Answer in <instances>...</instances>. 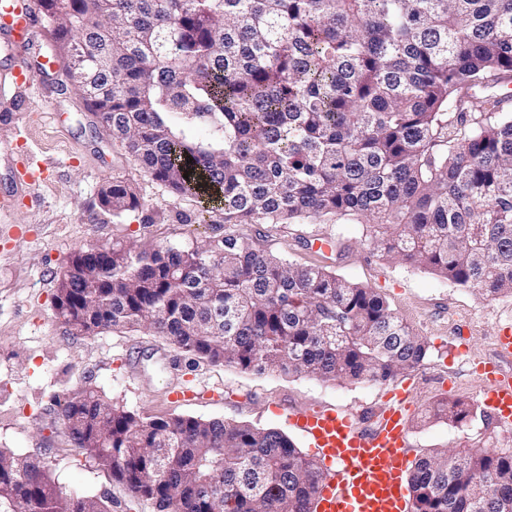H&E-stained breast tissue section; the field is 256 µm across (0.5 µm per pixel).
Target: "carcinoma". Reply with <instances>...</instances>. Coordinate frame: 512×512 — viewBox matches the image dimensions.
Here are the masks:
<instances>
[{
  "instance_id": "cac0c4a2",
  "label": "carcinoma",
  "mask_w": 512,
  "mask_h": 512,
  "mask_svg": "<svg viewBox=\"0 0 512 512\" xmlns=\"http://www.w3.org/2000/svg\"><path fill=\"white\" fill-rule=\"evenodd\" d=\"M72 85L144 173L217 202L224 235L189 249L95 245L55 309L81 335L139 328L196 361L351 384L414 369L428 345L373 288L290 263L234 230L367 224L376 252L489 298L512 296V0H39ZM120 215L140 206L114 177ZM462 424L474 406L428 404ZM75 447L156 512H310L316 459L274 429L144 420L75 390ZM415 512H512V452L421 457ZM0 512H112L47 462L0 448Z\"/></svg>"
}]
</instances>
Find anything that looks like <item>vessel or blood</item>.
I'll return each instance as SVG.
<instances>
[{"label": "vessel or blood", "instance_id": "vessel-or-blood-1", "mask_svg": "<svg viewBox=\"0 0 512 512\" xmlns=\"http://www.w3.org/2000/svg\"><path fill=\"white\" fill-rule=\"evenodd\" d=\"M35 21L24 0H0V48L12 55L34 45ZM498 362L477 360L474 370L486 380L482 399L496 423L512 428V330L495 338ZM411 406L398 390L394 399L363 427L349 412L315 406L292 416L324 464L311 501L312 512H413L410 486L413 460L407 420Z\"/></svg>", "mask_w": 512, "mask_h": 512}]
</instances>
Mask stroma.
I'll list each match as a JSON object with an SVG mask.
<instances>
[{
	"mask_svg": "<svg viewBox=\"0 0 512 512\" xmlns=\"http://www.w3.org/2000/svg\"><path fill=\"white\" fill-rule=\"evenodd\" d=\"M36 27L35 47L26 56L0 51V195L15 197L10 211L0 212V448L43 458L64 492L109 498L112 512H154L151 503L130 502L124 486L73 445L58 419L68 391L92 388L143 419L183 415L275 429L307 455L311 449L294 434L290 414L324 406L367 420L391 385L403 382L413 401L408 427L418 455L453 458L467 448L501 447L505 432L489 414L458 426L424 419L423 409L436 400L480 401L486 383L464 359L494 358L499 326L512 323V296L486 300L381 256L365 245L360 224H266L258 245L299 264L331 266L381 293L429 346L420 366L393 381L245 373L194 361L144 329L92 337L67 332L54 296L75 251L112 240L192 247L215 236L224 214L213 208L206 223H198L196 199L174 197L146 176L85 97L72 88L61 91L70 59L59 50L53 25L40 19ZM21 66L36 74L33 94L13 82ZM27 166L41 168L43 176L20 193L17 176ZM115 176L136 185L138 209L116 216L102 205L99 188Z\"/></svg>",
	"mask_w": 512,
	"mask_h": 512,
	"instance_id": "35a3bbf8",
	"label": "stroma"
}]
</instances>
